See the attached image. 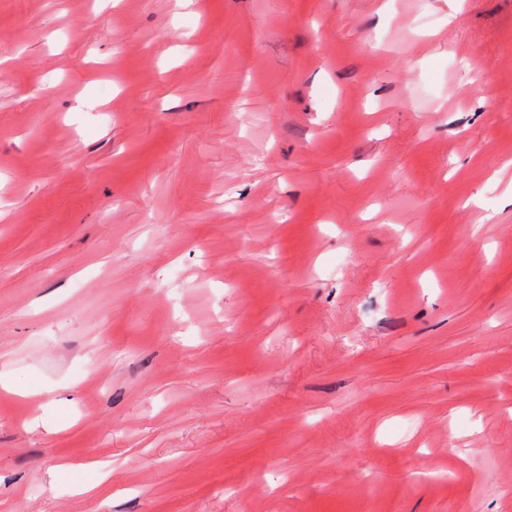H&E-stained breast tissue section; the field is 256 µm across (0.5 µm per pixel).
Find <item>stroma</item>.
<instances>
[{
    "label": "stroma",
    "instance_id": "35a3bbf8",
    "mask_svg": "<svg viewBox=\"0 0 512 512\" xmlns=\"http://www.w3.org/2000/svg\"><path fill=\"white\" fill-rule=\"evenodd\" d=\"M0 512H512V0H0Z\"/></svg>",
    "mask_w": 512,
    "mask_h": 512
}]
</instances>
